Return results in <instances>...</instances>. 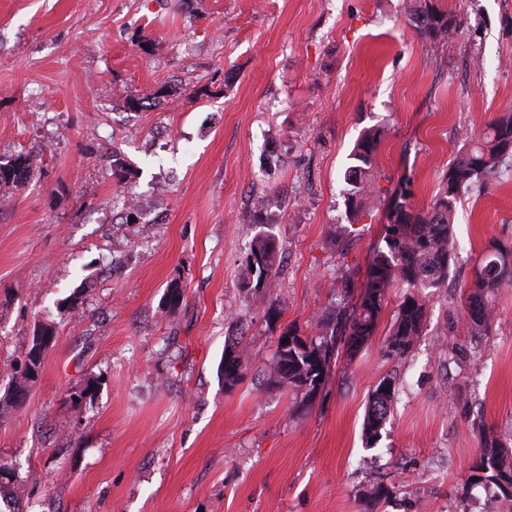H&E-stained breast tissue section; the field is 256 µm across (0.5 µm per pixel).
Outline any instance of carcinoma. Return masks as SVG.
<instances>
[{"label":"carcinoma","instance_id":"1","mask_svg":"<svg viewBox=\"0 0 512 512\" xmlns=\"http://www.w3.org/2000/svg\"><path fill=\"white\" fill-rule=\"evenodd\" d=\"M408 20L418 34L433 40H443L454 33L453 20L447 13L432 6L416 5L409 9ZM381 131L368 129L350 154L351 164L345 171L346 208L357 212L364 200L374 192L372 157L377 149ZM512 155V114L502 115L488 125V131L473 146L460 152L455 162L443 173L437 195L424 213H414L408 195L402 194L391 208L383 237L385 247L377 248L368 264L364 294L352 311L343 308L320 325L317 339L307 340L301 347L276 349L274 376L281 383L303 393L308 399L315 393V381L321 375L320 366L329 363L335 350L336 336H348L350 348H356L372 336L383 311L388 288L401 281L410 289L404 297L386 342L385 353L392 357L405 355L422 331L426 303L420 293L428 288H440L448 281V268L456 258L453 239L455 206L466 191L485 184L498 171L505 156ZM34 172L33 158L19 153L0 160V189L17 188L25 184ZM275 243L258 236L249 246L242 283L255 289L264 287L272 275ZM474 289L466 297L467 316L464 326L470 336H486L493 323V304L496 293L512 287V245L499 241L490 243L489 254L474 268ZM44 341L33 345L27 354L34 369L15 378L0 407L9 408L22 398L41 367L45 348L53 338V329H41ZM245 363L240 342L232 340L224 348V385L234 386L241 379ZM396 387L382 380L372 393L365 421V438L374 446L381 436L391 411ZM482 449L479 459L466 479L470 486L493 488L494 502H512V451L500 440L481 433Z\"/></svg>","mask_w":512,"mask_h":512}]
</instances>
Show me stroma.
Returning a JSON list of instances; mask_svg holds the SVG:
<instances>
[{
	"label": "stroma",
	"instance_id": "35a3bbf8",
	"mask_svg": "<svg viewBox=\"0 0 512 512\" xmlns=\"http://www.w3.org/2000/svg\"><path fill=\"white\" fill-rule=\"evenodd\" d=\"M426 2L453 36L419 35L408 0H0V157L36 165L0 191V396L55 330L0 414V512H367L377 484L376 512H479L473 423L512 446V288L485 336L461 300L489 240L512 244V157L459 198L458 258L407 354L384 353L396 286L312 397L270 373L279 336L315 337L358 302L396 193L428 209L460 150L512 113V0ZM371 127L376 191L352 216L343 173ZM260 233L277 255L257 293L242 272ZM384 379L397 392L371 448ZM39 333H41V336L43 337L47 336V338L44 339L42 344L38 347V350L35 351L34 342L36 336H38V333H36L32 337L31 345L25 352L29 354L34 369L29 371H22L20 377L15 378L13 384L9 386L4 396L0 397V414L3 413L4 408L14 407L16 405L17 401L25 395L29 386V382L33 381L39 373L43 352L53 338V329L49 326H44ZM41 336L37 337V344L41 341ZM238 339L224 348V384L227 387L234 386L241 379V371L245 363L243 349L240 348ZM396 387L391 380H382L372 393L365 421V438L369 447H374L381 436L391 411Z\"/></svg>",
	"mask_w": 512,
	"mask_h": 512
}]
</instances>
